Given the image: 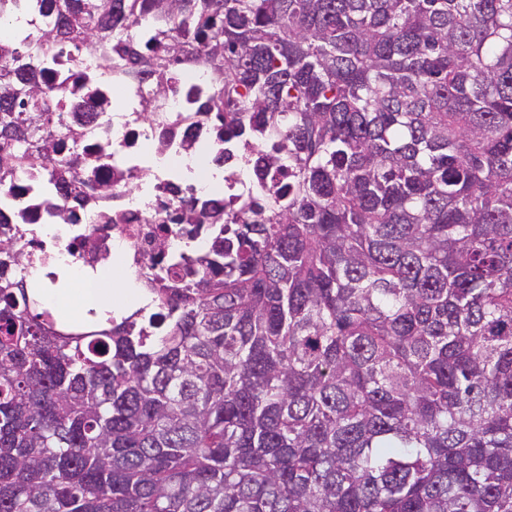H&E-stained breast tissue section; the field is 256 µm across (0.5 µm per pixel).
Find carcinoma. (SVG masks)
<instances>
[{
  "mask_svg": "<svg viewBox=\"0 0 512 512\" xmlns=\"http://www.w3.org/2000/svg\"><path fill=\"white\" fill-rule=\"evenodd\" d=\"M88 49L207 68L256 196L82 328L0 239V512H512V0H0V194Z\"/></svg>",
  "mask_w": 512,
  "mask_h": 512,
  "instance_id": "carcinoma-1",
  "label": "carcinoma"
}]
</instances>
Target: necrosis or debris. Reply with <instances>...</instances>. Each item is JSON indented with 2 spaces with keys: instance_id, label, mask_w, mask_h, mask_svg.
<instances>
[{
  "instance_id": "4bbe7bcc",
  "label": "necrosis or debris",
  "mask_w": 512,
  "mask_h": 512,
  "mask_svg": "<svg viewBox=\"0 0 512 512\" xmlns=\"http://www.w3.org/2000/svg\"><path fill=\"white\" fill-rule=\"evenodd\" d=\"M208 80L203 70L178 77L163 100L168 116L156 125L141 113L140 91L151 86L147 80L138 86L113 80L99 91L91 111L70 113L69 127L78 136L65 138L64 149L82 157L78 182L107 181L112 191L88 194L78 223L49 238L43 228L65 191L46 194L37 172L22 174L12 189V203L0 206V237L10 238L24 253L21 277L60 262L86 273L110 263L133 272L143 284L150 275L146 259L205 249L204 235H189L187 225L168 223L167 215L180 203L176 190L184 185L182 160L195 155L201 140L212 134L207 122L188 116L189 90ZM134 180L141 185L135 194L128 189ZM161 243L166 246L162 252L157 249Z\"/></svg>"
}]
</instances>
